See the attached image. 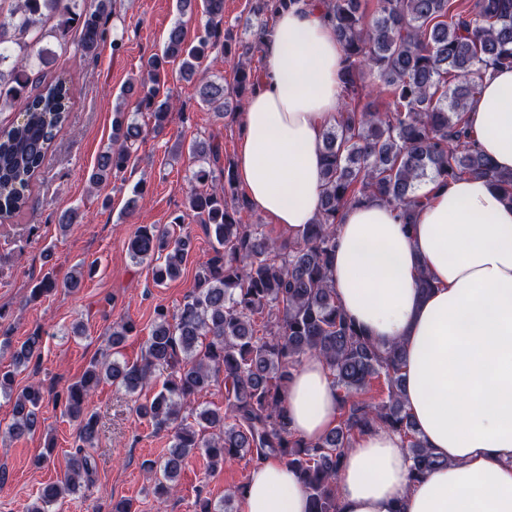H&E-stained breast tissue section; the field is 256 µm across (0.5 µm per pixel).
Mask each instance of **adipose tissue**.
<instances>
[{"label": "adipose tissue", "instance_id": "1", "mask_svg": "<svg viewBox=\"0 0 512 512\" xmlns=\"http://www.w3.org/2000/svg\"><path fill=\"white\" fill-rule=\"evenodd\" d=\"M343 57L319 10L282 13L265 45L264 84L244 107L239 180L287 241L321 210L323 136L339 109ZM466 121L481 151L512 171L511 69L486 76ZM420 191L428 202L410 225L377 198L348 206L330 276L357 326L379 345L403 343V399L445 464L411 482L398 433L376 426L356 434L336 478L338 510L512 512V204L482 175ZM287 406L305 439L335 427L336 389L319 356L295 368ZM309 509L296 473L275 458L252 468L239 499V512Z\"/></svg>", "mask_w": 512, "mask_h": 512}]
</instances>
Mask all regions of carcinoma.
Segmentation results:
<instances>
[{
  "label": "carcinoma",
  "mask_w": 512,
  "mask_h": 512,
  "mask_svg": "<svg viewBox=\"0 0 512 512\" xmlns=\"http://www.w3.org/2000/svg\"><path fill=\"white\" fill-rule=\"evenodd\" d=\"M110 2L81 7L76 0H13L0 19V108L19 112V119L0 128L1 221L27 207L54 140L70 121L71 88L59 78L46 81L50 58L42 42L64 41L73 32L84 55L97 58ZM372 2L374 18L368 22L364 0H318L345 53L340 109L323 139L319 217L289 242L269 236L261 224L244 223L242 213L250 205L234 163L224 159L217 141L191 143L189 154L199 166L192 172L188 210L201 218L214 241L212 252L199 264L195 288L176 312L155 311L141 361L94 359L79 380L53 392L54 404L77 425L78 444L64 477L42 487L29 512H50L63 494L92 482L97 461L89 449L99 438V417L89 406L92 390L106 380L136 393L157 372L166 375L161 389L137 411L171 436L167 458L150 465L161 497L176 487L185 460L202 451L213 470L228 459H279L305 487L310 512H338L336 475L345 451L356 434L377 423L400 435L413 480L444 464L426 448L405 407L403 346L380 347L347 317L330 281V264L342 212L362 199L396 206L411 224L427 201L417 194L420 183L476 174L491 178L512 202V173L496 171L474 145L465 120L485 74L512 69V0H476L472 14L454 0ZM300 4L252 0L255 22L240 43L222 30L224 0H202L205 34L190 44L183 27L174 25L163 52L148 59L146 74L123 90L113 108L110 143L99 154L90 183L102 186L124 172L138 149L143 128L126 112L128 93L138 90V107L149 112L154 130L166 125L173 109L163 91L170 65L192 78L209 51L221 47L224 58L235 61L233 86L202 78L199 97L218 111L241 113L262 83L251 57L264 52L276 15ZM50 20L55 25L48 32ZM377 85L391 96L385 112L365 103ZM191 249L190 237H173L155 224L137 226L127 243L133 261L149 262L158 286L181 275ZM93 272L91 264L60 281L49 271L31 288V298L59 288L74 291ZM135 330L130 320L112 326L111 348ZM42 345L37 329L13 352L9 368L0 369V396L13 402L5 434L14 440L42 424L41 388L14 389L17 368L39 360ZM309 354L325 361L341 401L338 424L315 442L292 431L286 405L292 371ZM220 376L224 410L196 408L188 421L185 410ZM380 377L387 400L363 398ZM244 489L225 496L222 508L200 496L195 512H233L230 504Z\"/></svg>",
  "instance_id": "cac0c4a2"
}]
</instances>
